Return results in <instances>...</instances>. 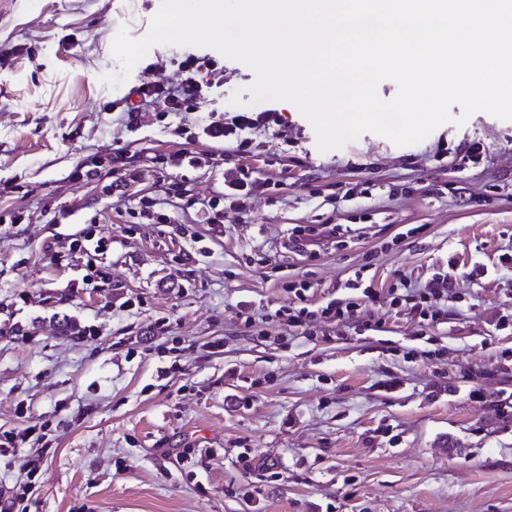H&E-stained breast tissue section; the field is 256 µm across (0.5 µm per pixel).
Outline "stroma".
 Segmentation results:
<instances>
[{"label":"stroma","mask_w":512,"mask_h":512,"mask_svg":"<svg viewBox=\"0 0 512 512\" xmlns=\"http://www.w3.org/2000/svg\"><path fill=\"white\" fill-rule=\"evenodd\" d=\"M161 2L0 0V434H45L0 454V486L18 512H512V121L480 111L415 145L365 133L323 153L293 104L263 101L283 122L238 151L200 126L233 93L251 102L244 64L156 45L103 82L118 31L145 36ZM191 54L213 70L198 110L129 121L124 93ZM184 149L212 166L165 167ZM240 164L245 211L195 223ZM128 169L140 179L106 193ZM170 183V223H136ZM320 224L343 243L298 250L292 228ZM85 228L112 240L101 288L68 247ZM444 271L440 322L391 305L400 279ZM303 283L315 316L290 329L272 315ZM365 288L380 299L364 329L318 316Z\"/></svg>","instance_id":"obj_1"}]
</instances>
